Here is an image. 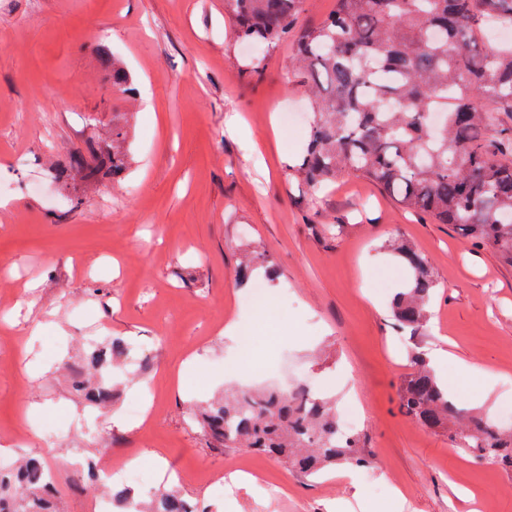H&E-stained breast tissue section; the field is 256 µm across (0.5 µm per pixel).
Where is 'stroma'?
Here are the masks:
<instances>
[{
    "instance_id": "35a3bbf8",
    "label": "stroma",
    "mask_w": 512,
    "mask_h": 512,
    "mask_svg": "<svg viewBox=\"0 0 512 512\" xmlns=\"http://www.w3.org/2000/svg\"><path fill=\"white\" fill-rule=\"evenodd\" d=\"M234 28L224 0H0V199L13 202L0 210V455L49 465L56 512H96L89 465L131 458L150 473L130 483L135 498L162 479L210 512H472L487 494L493 512H512V472L451 451L398 397L412 350L437 345L459 408L512 405V268L366 179L316 191L295 178L310 122L295 47L264 50ZM102 43L132 99L113 96ZM284 112L299 114L296 135ZM116 120L131 126L125 179L60 185L58 169L87 140H110ZM397 238L436 281L417 335L395 325L382 283L410 277L388 248ZM255 253L264 264L237 285ZM231 322L254 340L241 362ZM91 329L145 358L140 374L113 373L108 411L143 396L147 418L110 424L97 445L78 432L45 443L47 418L88 410L71 367ZM487 367L498 382L478 377ZM288 378L361 411L370 463L356 482L342 464L303 479L275 456L216 448L190 419L214 396ZM243 465L283 496L234 485Z\"/></svg>"
}]
</instances>
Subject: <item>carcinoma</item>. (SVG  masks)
<instances>
[{
    "label": "carcinoma",
    "mask_w": 512,
    "mask_h": 512,
    "mask_svg": "<svg viewBox=\"0 0 512 512\" xmlns=\"http://www.w3.org/2000/svg\"><path fill=\"white\" fill-rule=\"evenodd\" d=\"M302 0H226L248 44L274 47L292 39L306 74L312 120L295 172L312 188L347 175L377 183L413 212L451 224L474 242L490 246L512 266V42L496 44L493 31L512 26V0H336L318 28L299 31ZM99 56L112 92L132 94L130 75L109 49ZM127 130L112 126L106 175L122 180ZM102 150L71 157V167L95 179ZM394 255L411 278L390 302L394 319L414 332L428 321L436 283L425 261L404 243ZM132 349L112 340L107 359L127 361ZM87 401L111 396L105 382L74 385ZM399 401L422 427L448 434L454 447L477 464L512 470V430L482 414L462 418L448 387L425 361L401 383ZM209 436L224 448H248L281 457L289 470L312 477L338 462L367 463L360 438L337 441L336 409L300 394L243 389L208 402L199 412ZM44 464L26 459L0 472V512H54L46 508ZM134 512H191L174 489L162 487Z\"/></svg>",
    "instance_id": "cac0c4a2"
}]
</instances>
